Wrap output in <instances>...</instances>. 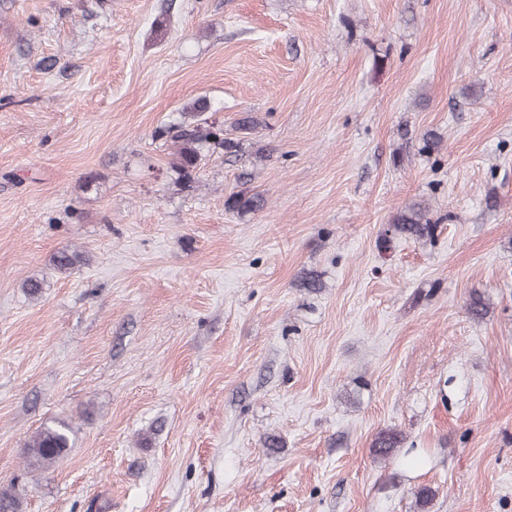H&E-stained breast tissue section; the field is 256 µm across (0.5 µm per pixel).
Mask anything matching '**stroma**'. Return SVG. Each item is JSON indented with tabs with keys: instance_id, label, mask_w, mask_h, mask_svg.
<instances>
[{
	"instance_id": "35a3bbf8",
	"label": "stroma",
	"mask_w": 512,
	"mask_h": 512,
	"mask_svg": "<svg viewBox=\"0 0 512 512\" xmlns=\"http://www.w3.org/2000/svg\"><path fill=\"white\" fill-rule=\"evenodd\" d=\"M200 98L238 148L186 189L155 132ZM416 203L433 235L392 232ZM51 419L72 446L28 471ZM9 488L21 512H512V0H0ZM265 204V200L259 195H248L244 192H233L224 201L226 210L244 215L259 210Z\"/></svg>"
}]
</instances>
